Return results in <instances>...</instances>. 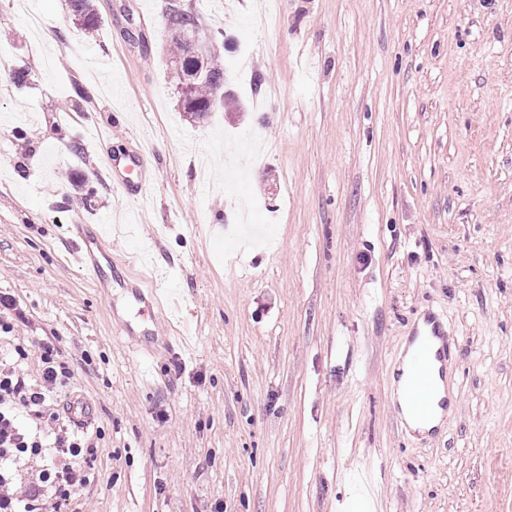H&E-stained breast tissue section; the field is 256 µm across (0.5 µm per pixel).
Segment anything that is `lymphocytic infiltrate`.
Masks as SVG:
<instances>
[{"instance_id":"obj_1","label":"lymphocytic infiltrate","mask_w":512,"mask_h":512,"mask_svg":"<svg viewBox=\"0 0 512 512\" xmlns=\"http://www.w3.org/2000/svg\"><path fill=\"white\" fill-rule=\"evenodd\" d=\"M14 351L11 361L0 360V512H55L91 485L97 450L91 435L55 408L69 367L45 348L41 376L32 380L24 369L27 350ZM20 408L33 427L19 423Z\"/></svg>"}]
</instances>
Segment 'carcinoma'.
<instances>
[{"label":"carcinoma","mask_w":512,"mask_h":512,"mask_svg":"<svg viewBox=\"0 0 512 512\" xmlns=\"http://www.w3.org/2000/svg\"><path fill=\"white\" fill-rule=\"evenodd\" d=\"M70 6L85 32H94L99 17L90 0H70ZM170 10L180 14L178 25L168 28L166 37L170 42L171 71L177 80L176 92L184 114L189 118L203 119L217 108L239 107L225 89L224 66L219 57L208 54L196 60L187 54L185 35L196 26V15L175 3L171 4Z\"/></svg>","instance_id":"obj_1"}]
</instances>
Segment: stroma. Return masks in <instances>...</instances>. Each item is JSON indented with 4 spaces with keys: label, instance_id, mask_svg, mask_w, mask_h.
I'll return each instance as SVG.
<instances>
[{
    "label": "stroma",
    "instance_id": "35a3bbf8",
    "mask_svg": "<svg viewBox=\"0 0 512 512\" xmlns=\"http://www.w3.org/2000/svg\"><path fill=\"white\" fill-rule=\"evenodd\" d=\"M180 3L243 111L183 115L168 0H93V36L0 0V319L99 435L59 512H337L362 465L378 512H512V0ZM127 153L134 200L104 171ZM77 224L138 225L116 282ZM429 314L453 408L423 435L396 374ZM76 240L74 241L75 247L72 251V256L76 263L85 271L88 278L97 283L100 281L101 273L103 270V262L95 251L98 244L103 252L102 242L105 243L101 236L88 237L81 226L75 225Z\"/></svg>",
    "mask_w": 512,
    "mask_h": 512
}]
</instances>
